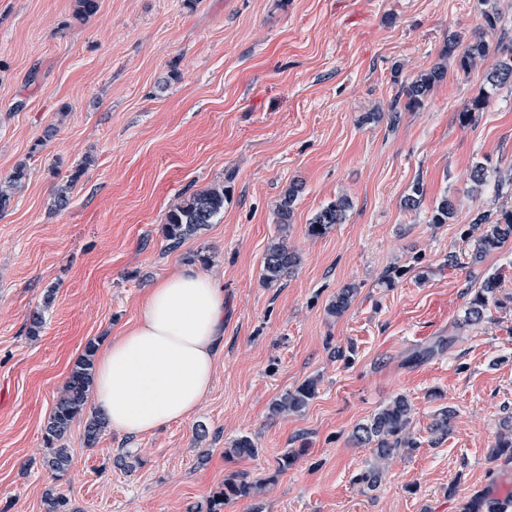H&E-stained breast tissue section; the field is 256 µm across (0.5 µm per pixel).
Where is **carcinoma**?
<instances>
[{"mask_svg":"<svg viewBox=\"0 0 512 512\" xmlns=\"http://www.w3.org/2000/svg\"><path fill=\"white\" fill-rule=\"evenodd\" d=\"M483 29L495 31L500 27V16L491 0H479ZM98 0H75L74 16L83 20L97 12ZM491 46L483 38L469 41L461 46L460 37L456 34L448 38L443 50V56L453 61L457 72L470 74L476 62L486 58ZM500 56L495 69L488 75L489 90L471 101L459 114L460 122L469 124L476 119V113L482 111L490 97V92L497 89L501 83L512 79V49L498 47ZM446 67L436 66L420 74L415 80L403 87L402 96L396 97L389 108L390 124L394 125L399 119L400 100H405L404 108L415 109L424 104L434 85L444 78ZM82 175L78 169L61 184L54 193L53 206L57 209L67 207L72 193ZM25 166L16 167L6 179L0 180V212H5L15 195V190L26 179ZM301 192V186L291 185L276 207L277 223L280 224L282 236L271 242L263 258V278L268 284H276L293 273L299 264V256L290 249L287 243L288 226L291 224L293 205ZM351 208V201L345 196L321 208L307 226V232L312 237H321L329 230L344 222L346 213ZM224 209V188L220 186L200 190L169 211L166 224L163 225V235L172 248L178 247L187 238L197 234L206 226L215 223L216 218ZM456 205L446 196L434 206L431 221L434 224H446L455 216ZM479 232L474 249L469 256L470 264L475 265L489 253L501 249L512 238V210H501L493 213L483 211L477 214L474 222L469 225L466 237L473 232ZM499 277L496 275L484 279L481 288L469 302L464 323L477 324L483 321L490 307L499 309L509 308V303L497 298ZM355 289L343 288L336 295L329 307V312L341 316L351 305ZM94 345H89L85 355L72 368L64 393L56 401L44 428V439L50 452L45 457L44 467L51 474H64L71 463V454L63 443L68 431L75 420L82 416L92 386L94 377ZM317 394V381L308 379L294 390L285 393L274 401L271 411L275 415L298 413L305 409ZM411 405L404 396H398L389 404L377 411L373 417L358 425L352 434L355 442L368 445L374 449L380 458H386L402 448H415L417 441L409 435L407 427L410 421ZM507 433L493 445L490 457L498 460L503 456L512 457V420H504ZM105 428L104 422L91 414L85 421V441L92 446ZM258 449L255 442L243 435L236 439L231 448L226 451L228 456L253 457ZM258 485L240 474H231L224 479V489L212 497L209 502V512H222L224 501L229 499L251 498ZM463 512H512V496L503 500L491 496L489 491L474 494L462 506Z\"/></svg>","mask_w":512,"mask_h":512,"instance_id":"cac0c4a2","label":"carcinoma"}]
</instances>
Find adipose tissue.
Wrapping results in <instances>:
<instances>
[{
  "instance_id": "ef3b65f1",
  "label": "adipose tissue",
  "mask_w": 512,
  "mask_h": 512,
  "mask_svg": "<svg viewBox=\"0 0 512 512\" xmlns=\"http://www.w3.org/2000/svg\"><path fill=\"white\" fill-rule=\"evenodd\" d=\"M224 346V290L190 267L147 291L137 323L96 352L91 410L130 438L189 418Z\"/></svg>"
}]
</instances>
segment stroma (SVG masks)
Wrapping results in <instances>:
<instances>
[{
    "instance_id": "35a3bbf8",
    "label": "stroma",
    "mask_w": 512,
    "mask_h": 512,
    "mask_svg": "<svg viewBox=\"0 0 512 512\" xmlns=\"http://www.w3.org/2000/svg\"><path fill=\"white\" fill-rule=\"evenodd\" d=\"M73 4L0 0V179L27 169L0 213V512H47L51 490L74 512H207L233 472L267 485L223 512H461L498 481L512 486V459L488 456L512 416V309L463 322L485 277L512 296V240L472 267L445 262L470 253L474 212L512 209L511 185L475 192L470 180L479 162L512 171V81L464 125L498 58L467 75L451 65L423 107L394 128L387 118L401 86L443 63L449 35L498 41L477 0H99L81 22ZM294 183L284 232L275 209ZM418 183L419 208L403 209ZM213 186L224 189L215 224L169 249L168 212ZM341 195L345 222L309 237ZM444 196L456 215L432 223ZM283 234L301 261L270 285L262 259ZM198 252L224 288L210 391L188 419L137 439L106 430L90 447L75 421L70 468L53 477L44 426L73 364L133 325L147 289ZM348 285L350 308L331 315ZM309 378L318 391L304 411L271 413ZM400 395L418 446L381 462L350 435ZM244 435L257 454L226 459ZM291 448L298 459L278 472ZM374 467L376 489L355 483Z\"/></svg>"
}]
</instances>
